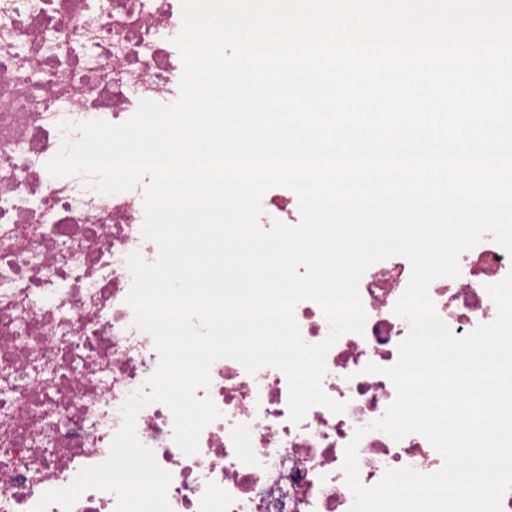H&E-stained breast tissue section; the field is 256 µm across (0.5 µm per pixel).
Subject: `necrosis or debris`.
Instances as JSON below:
<instances>
[{
  "label": "necrosis or debris",
  "instance_id": "obj_1",
  "mask_svg": "<svg viewBox=\"0 0 512 512\" xmlns=\"http://www.w3.org/2000/svg\"><path fill=\"white\" fill-rule=\"evenodd\" d=\"M181 9L182 0H0V512H32L45 492L105 461L122 405L157 366L153 338L134 327L126 302V256H158L141 233L143 187L101 194L84 188V175L54 177L46 164L60 148L61 121L120 124L140 100L178 99ZM262 206V228L299 221L290 189H270ZM459 266L458 278L435 280L429 294L461 336L495 320L486 287L512 272V256L487 234ZM410 274L396 256L359 283L365 330L334 344L322 380L342 413L316 405L291 422L285 374L270 366L251 374L229 358L212 364L208 390L196 392L221 411L197 454L174 443L165 405L143 407L136 434L172 476V512H349L342 463L360 428L362 485L389 469L440 470L423 436L396 441L369 428L396 389L364 368L397 361L409 327L393 308Z\"/></svg>",
  "mask_w": 512,
  "mask_h": 512
}]
</instances>
